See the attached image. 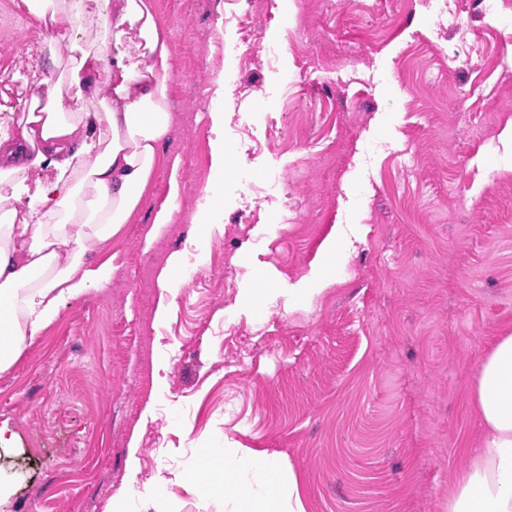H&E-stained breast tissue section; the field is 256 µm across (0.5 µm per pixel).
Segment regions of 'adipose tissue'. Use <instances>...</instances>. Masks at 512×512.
Instances as JSON below:
<instances>
[{"label":"adipose tissue","instance_id":"adipose-tissue-1","mask_svg":"<svg viewBox=\"0 0 512 512\" xmlns=\"http://www.w3.org/2000/svg\"><path fill=\"white\" fill-rule=\"evenodd\" d=\"M48 50L52 64L65 66L63 83L96 99L101 149L75 160L70 145L79 125L59 92L46 102L44 115H28L17 138L0 145V179L50 159L62 170L33 199L38 223H12L13 209L0 197V333L9 338L8 349L0 351V373L44 333L64 303L110 284L111 263L94 265L90 256L140 208L158 146L171 130L172 51L153 0H117L92 44L76 48L61 33ZM471 401L483 435L447 512H512V334L480 361ZM221 454L224 485L236 490L246 512H304L281 453L225 448Z\"/></svg>","mask_w":512,"mask_h":512}]
</instances>
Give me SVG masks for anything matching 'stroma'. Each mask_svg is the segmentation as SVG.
Masks as SVG:
<instances>
[{"label":"stroma","instance_id":"1","mask_svg":"<svg viewBox=\"0 0 512 512\" xmlns=\"http://www.w3.org/2000/svg\"><path fill=\"white\" fill-rule=\"evenodd\" d=\"M266 2L155 0L180 211L156 225L160 166L95 254L110 286L0 373L25 470L0 512H234L206 448L286 453L305 512H445L481 434L476 369L512 334V0ZM30 29L0 0L2 140L60 74L42 52L32 79ZM59 174L43 164L0 196L36 223L30 200Z\"/></svg>","mask_w":512,"mask_h":512}]
</instances>
